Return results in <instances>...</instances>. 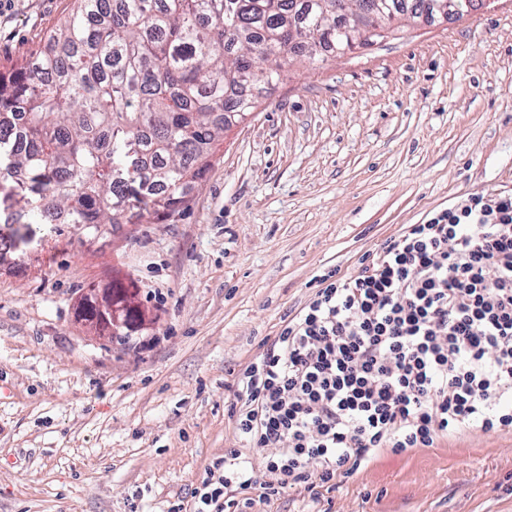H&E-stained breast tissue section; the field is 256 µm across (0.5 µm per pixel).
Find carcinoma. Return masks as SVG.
<instances>
[{
  "label": "carcinoma",
  "instance_id": "obj_1",
  "mask_svg": "<svg viewBox=\"0 0 512 512\" xmlns=\"http://www.w3.org/2000/svg\"><path fill=\"white\" fill-rule=\"evenodd\" d=\"M0 82V224H141L179 213L224 130L298 56L373 44L435 0H74Z\"/></svg>",
  "mask_w": 512,
  "mask_h": 512
}]
</instances>
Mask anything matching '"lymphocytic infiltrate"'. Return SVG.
I'll use <instances>...</instances> for the list:
<instances>
[{
	"instance_id": "f902f5d3",
	"label": "lymphocytic infiltrate",
	"mask_w": 512,
	"mask_h": 512,
	"mask_svg": "<svg viewBox=\"0 0 512 512\" xmlns=\"http://www.w3.org/2000/svg\"><path fill=\"white\" fill-rule=\"evenodd\" d=\"M230 418L267 481L230 452L191 512H254L384 452L512 431V191L466 194L408 224L304 306L240 372Z\"/></svg>"
}]
</instances>
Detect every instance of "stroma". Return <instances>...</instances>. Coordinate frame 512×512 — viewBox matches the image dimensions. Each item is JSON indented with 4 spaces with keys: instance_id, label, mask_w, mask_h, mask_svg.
Segmentation results:
<instances>
[{
    "instance_id": "stroma-1",
    "label": "stroma",
    "mask_w": 512,
    "mask_h": 512,
    "mask_svg": "<svg viewBox=\"0 0 512 512\" xmlns=\"http://www.w3.org/2000/svg\"><path fill=\"white\" fill-rule=\"evenodd\" d=\"M74 0H0V71ZM512 191V0L297 58L227 129L185 210L0 224V512H167L242 449L237 375L329 270L468 193ZM111 300L105 336L85 296ZM260 512H512V432L387 453Z\"/></svg>"
}]
</instances>
